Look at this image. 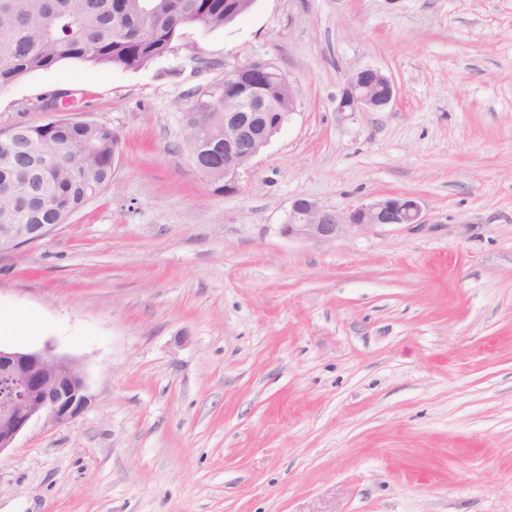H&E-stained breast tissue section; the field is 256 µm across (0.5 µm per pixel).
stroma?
<instances>
[{"instance_id":"1","label":"stroma","mask_w":512,"mask_h":512,"mask_svg":"<svg viewBox=\"0 0 512 512\" xmlns=\"http://www.w3.org/2000/svg\"><path fill=\"white\" fill-rule=\"evenodd\" d=\"M254 58L295 113L215 195L195 91ZM395 84L342 118L348 75ZM67 118L122 141L110 185L0 254V345L54 346L89 401L0 453V512H512V0H255L139 71L65 61L0 90V133ZM399 194L418 224L286 238L295 199Z\"/></svg>"}]
</instances>
